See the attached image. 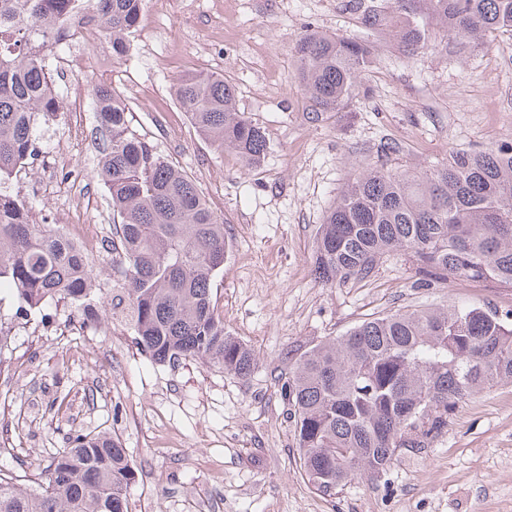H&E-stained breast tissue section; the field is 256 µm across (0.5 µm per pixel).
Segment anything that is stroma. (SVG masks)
<instances>
[{"label": "stroma", "instance_id": "stroma-1", "mask_svg": "<svg viewBox=\"0 0 512 512\" xmlns=\"http://www.w3.org/2000/svg\"><path fill=\"white\" fill-rule=\"evenodd\" d=\"M375 12L378 26L365 17ZM426 44L403 51L395 0H145L120 61L99 63L108 39L89 31L85 87H112L131 129L187 173L224 221L229 249L212 283L224 328L251 349L245 379L195 360L159 364L121 319L82 330L75 304L21 309L0 291V472L37 487L77 433L120 439L136 470L131 512H512V382L460 401L424 448L399 451L384 476L316 491L299 463L283 377L301 354L363 320L473 305L512 311V288L485 281L415 285L397 252L365 281L315 279L317 233L345 186L385 166L421 173L452 149L512 142V32L475 45L418 8ZM368 44L372 62L337 111H316L293 45L307 31ZM206 71L235 89V107L268 149L247 166L192 127L173 94L180 75ZM83 135L65 113L37 121L40 156L16 186L38 217L63 226L73 206L95 220L86 250L98 296L120 287L104 147L91 98ZM390 145L382 154V145Z\"/></svg>", "mask_w": 512, "mask_h": 512}]
</instances>
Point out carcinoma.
<instances>
[{
  "label": "carcinoma",
  "instance_id": "obj_1",
  "mask_svg": "<svg viewBox=\"0 0 512 512\" xmlns=\"http://www.w3.org/2000/svg\"><path fill=\"white\" fill-rule=\"evenodd\" d=\"M145 0H0V289L38 309L54 299L92 308L85 254L12 188L34 153L37 118L58 111L45 72L48 52L72 42L78 25L112 39V59L129 49ZM415 0H398L405 46L425 44ZM459 39L512 31V0H423ZM298 77L316 108L334 112L370 66L368 46L316 32L294 45ZM104 148L96 170L108 189L109 247L122 286L109 310L121 314L153 360L200 359L240 378L255 353L224 330L212 282L228 248L224 224L195 182L129 129L125 104L106 85L92 89ZM174 95L193 128L246 165L264 158L261 127L234 107L224 78L182 75ZM416 263L425 287L452 277L512 287V145L453 149L420 174L384 167L342 191L321 225L314 272L324 282L370 278L390 252ZM512 381V314L463 305L367 319L316 346L289 369L301 468L327 494L354 478L377 477L401 448H422L448 411L487 385ZM135 480L127 450L108 434L80 433L58 452L34 492L0 475V512H128Z\"/></svg>",
  "mask_w": 512,
  "mask_h": 512
}]
</instances>
